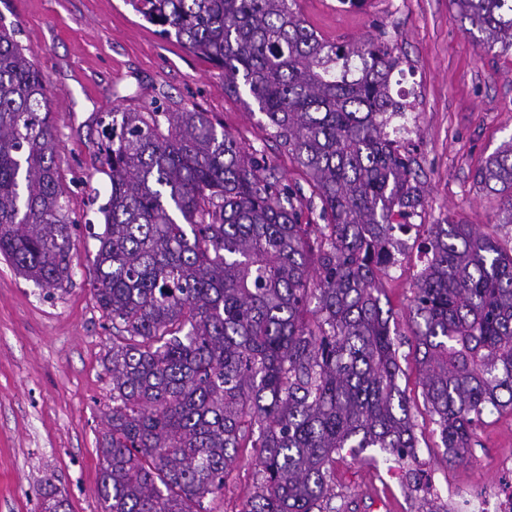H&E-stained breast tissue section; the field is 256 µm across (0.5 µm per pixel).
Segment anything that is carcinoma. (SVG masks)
I'll return each instance as SVG.
<instances>
[{
  "label": "carcinoma",
  "instance_id": "carcinoma-1",
  "mask_svg": "<svg viewBox=\"0 0 512 512\" xmlns=\"http://www.w3.org/2000/svg\"><path fill=\"white\" fill-rule=\"evenodd\" d=\"M128 2L222 69L224 94L253 100L322 223L211 112L154 102L100 116L111 131L92 278L112 322L104 512H210L246 447L261 478L242 512H335L340 450L402 462L418 443L379 287L395 216L422 203L415 160L386 131L409 111L390 91L403 59L385 41L325 40L298 0ZM452 3L476 44L512 48V0ZM17 34L0 25V256L50 294L72 280L77 223L46 82ZM476 181L512 224V141ZM424 248L413 348L444 453L460 460L484 415L512 407V247L433 224ZM42 512H69L48 481Z\"/></svg>",
  "mask_w": 512,
  "mask_h": 512
}]
</instances>
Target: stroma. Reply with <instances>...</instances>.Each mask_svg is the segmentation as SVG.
I'll return each instance as SVG.
<instances>
[{
	"mask_svg": "<svg viewBox=\"0 0 512 512\" xmlns=\"http://www.w3.org/2000/svg\"><path fill=\"white\" fill-rule=\"evenodd\" d=\"M306 21L326 39L353 44L384 37L408 65L392 77L419 115L403 145L417 162L423 202L410 217L417 231L399 235L395 261L381 277V305L392 314L400 372L419 439L412 468L433 479L443 504L457 493L492 496L512 484L501 463L512 456V411L486 414L464 460L448 462L422 394V372L410 341L414 284L424 268L429 228L471 224L512 245V224H496L501 201L475 179L486 158L512 140V49L481 48L451 0H299ZM0 23L17 26L47 81L51 119L60 139L57 163L79 230L66 291L46 294L0 258V512H41L45 484L70 512H103L98 497V442L112 407L105 368L112 324L92 291V264L108 198L99 123L112 109L155 101L214 113L226 132L264 150L305 209L319 211L307 177L264 126V117L225 95L221 69L138 15L127 0H0ZM410 466L379 449L336 456V512H422L427 490H414ZM258 479L242 449L211 512H242Z\"/></svg>",
	"mask_w": 512,
	"mask_h": 512,
	"instance_id": "1",
	"label": "stroma"
}]
</instances>
